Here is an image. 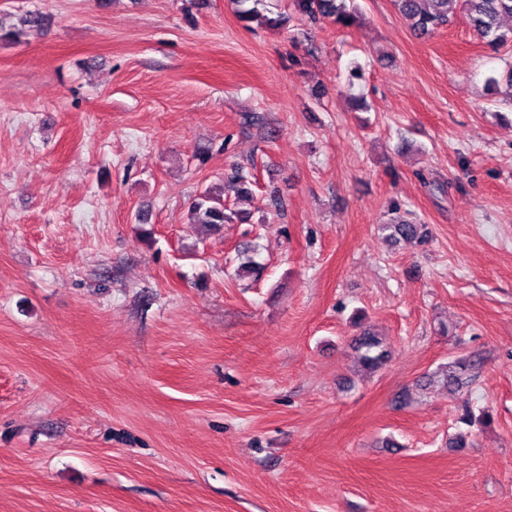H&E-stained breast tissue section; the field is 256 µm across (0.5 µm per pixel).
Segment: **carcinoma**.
<instances>
[{
    "label": "carcinoma",
    "instance_id": "1",
    "mask_svg": "<svg viewBox=\"0 0 512 512\" xmlns=\"http://www.w3.org/2000/svg\"><path fill=\"white\" fill-rule=\"evenodd\" d=\"M399 13L410 21L412 30L419 36H430L448 26L457 10H462L474 30L486 43L497 48L512 42V31L502 32L501 19L512 16V0H393ZM299 10L312 20L329 19L341 27L355 24L354 11L346 6V0H297ZM45 16L40 12H29L18 19V23L4 28L0 25V40L11 41L26 28H40ZM231 220L224 206V191H203L189 207V223L217 227ZM383 229L395 240L421 244L427 232L420 224L408 221L386 224ZM362 350L364 366L374 370L386 362V351L377 337L366 333L358 340Z\"/></svg>",
    "mask_w": 512,
    "mask_h": 512
}]
</instances>
